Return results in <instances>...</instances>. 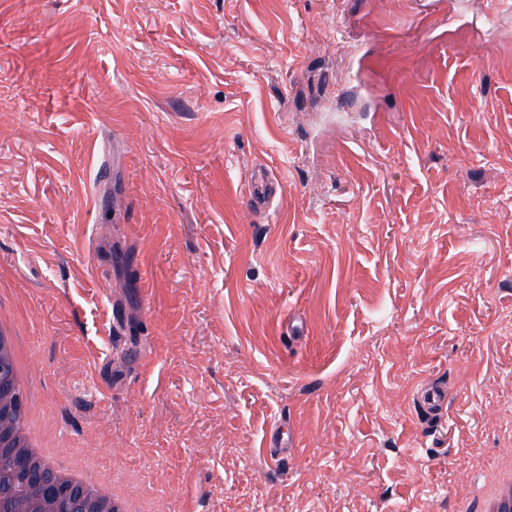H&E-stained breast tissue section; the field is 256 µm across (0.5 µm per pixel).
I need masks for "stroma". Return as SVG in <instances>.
<instances>
[{"label":"stroma","instance_id":"1","mask_svg":"<svg viewBox=\"0 0 512 512\" xmlns=\"http://www.w3.org/2000/svg\"><path fill=\"white\" fill-rule=\"evenodd\" d=\"M0 308L150 512H485L512 0H0Z\"/></svg>","mask_w":512,"mask_h":512}]
</instances>
